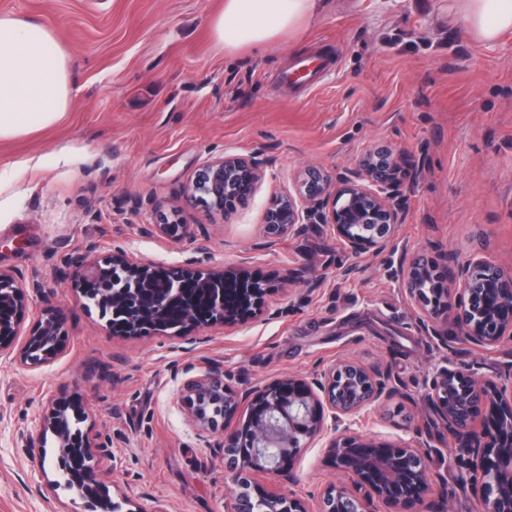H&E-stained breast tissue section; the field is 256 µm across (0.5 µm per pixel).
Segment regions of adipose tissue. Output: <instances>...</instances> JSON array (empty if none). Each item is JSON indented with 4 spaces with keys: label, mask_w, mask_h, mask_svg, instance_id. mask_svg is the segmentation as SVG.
I'll list each match as a JSON object with an SVG mask.
<instances>
[{
    "label": "adipose tissue",
    "mask_w": 512,
    "mask_h": 512,
    "mask_svg": "<svg viewBox=\"0 0 512 512\" xmlns=\"http://www.w3.org/2000/svg\"><path fill=\"white\" fill-rule=\"evenodd\" d=\"M472 36L495 43L512 31V0H455ZM322 0H224L213 21L225 50L259 49L311 23ZM75 85L65 50L52 30L25 17L0 16V139L18 137L57 122Z\"/></svg>",
    "instance_id": "adipose-tissue-1"
}]
</instances>
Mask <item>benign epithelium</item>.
<instances>
[{
	"mask_svg": "<svg viewBox=\"0 0 512 512\" xmlns=\"http://www.w3.org/2000/svg\"><path fill=\"white\" fill-rule=\"evenodd\" d=\"M394 150L380 146L362 160L354 178L336 191L325 211L318 202L325 194L323 176L309 172L295 190L274 197L265 212V237L272 246L308 224H330L353 253L385 247L401 223L403 212L395 197ZM266 163L243 155L208 161L192 178L188 191L224 210V199L239 200L252 194L264 176ZM181 224H150L145 231L159 236L183 234ZM403 288L420 311L427 334L436 331L437 299H454L453 320L464 339L476 346L512 343V270L506 271L484 257L475 256L446 272L429 259L416 256L402 263ZM82 279L100 283L112 320L127 335L147 330L165 332L206 316L209 325H236L261 314L271 289L262 287L244 267L201 272L187 267L169 271L152 263L113 256L99 257L88 247ZM24 277L0 268V358L8 356L28 367H42L61 354L67 335L61 318L46 315L35 333L20 337L21 313L27 299ZM394 391L390 370L372 371L359 365L335 363L311 381L283 378L260 392L240 390L224 371L208 368L186 381L181 402L195 426L204 432H221L217 447L224 451V468L236 484L229 512H309L304 500L274 492L252 490L249 474L263 470L286 473L274 454L295 459L319 437L328 436L326 448L337 470L350 485H331L322 493L318 512H370L377 498L389 512H417L431 490V471L420 442L377 444L372 440L336 436L339 427L361 412L378 405ZM426 399L440 415L458 455L474 465V484L481 489L482 512H512V392L506 393L488 378L469 369L442 367L426 388ZM263 402L264 415L253 419L249 435L222 427L244 401ZM79 439L69 427L66 404L49 401L35 433H22L24 447L34 438L51 434L65 452L78 444L84 481L96 482L98 447L89 414ZM249 445L255 459L238 452Z\"/></svg>",
	"mask_w": 512,
	"mask_h": 512,
	"instance_id": "obj_1",
	"label": "benign epithelium"
}]
</instances>
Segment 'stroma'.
Listing matches in <instances>:
<instances>
[{"label":"stroma","instance_id":"obj_1","mask_svg":"<svg viewBox=\"0 0 512 512\" xmlns=\"http://www.w3.org/2000/svg\"><path fill=\"white\" fill-rule=\"evenodd\" d=\"M224 0H0V14L38 21L67 53L75 93L53 127L0 141V267L38 282L22 331L60 314L67 347L50 365L0 358V512H226L234 485L219 435L201 437L181 383L217 366L261 389L311 378L339 360L390 368L398 394L344 433L381 443L426 441L444 495L435 512H480L472 472L424 390L443 366L512 386V345L460 340L440 317L425 336L397 271L485 253L512 268V31L492 45L470 34L453 0H327L309 26L262 51L229 52L211 32ZM396 152L403 222L385 249L350 253L332 225L265 244L270 200L308 168L335 194L378 144ZM225 155L270 160L244 201L216 210L185 187ZM176 212L188 235L145 234ZM98 255L175 270L244 266L272 292L268 311L233 328L184 325L124 336L80 297L89 244ZM95 414L101 501L56 481L54 440L22 447L47 398ZM294 481L256 473L316 504L344 475L315 442Z\"/></svg>","mask_w":512,"mask_h":512}]
</instances>
